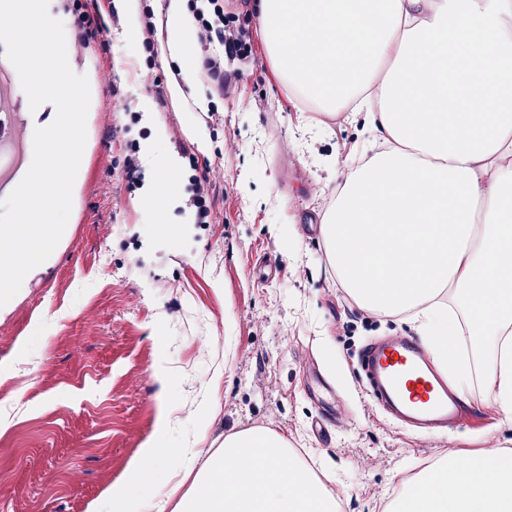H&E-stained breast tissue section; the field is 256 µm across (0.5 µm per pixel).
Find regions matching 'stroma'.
I'll return each mask as SVG.
<instances>
[{"mask_svg":"<svg viewBox=\"0 0 512 512\" xmlns=\"http://www.w3.org/2000/svg\"><path fill=\"white\" fill-rule=\"evenodd\" d=\"M126 27L123 13L107 20L79 68L91 103L70 232L0 307V512H111L118 488L172 512L166 493L176 482L191 488L194 449L216 453L225 436L258 428L310 461L340 512H384L423 460L473 454L488 431L512 442L481 367L467 384L469 418L448 431L404 429L365 389L364 345L417 334L401 318L336 301L320 218L351 163L380 147L365 113L312 111L264 47L255 62H225L239 74L231 94L203 81L197 95L210 105L198 111L196 96L168 92L181 64L166 55L164 28L156 87ZM146 100L154 113L129 125ZM156 139L207 169L211 223H185L182 202L156 218L127 189V150ZM291 222L294 239L284 233ZM272 255L283 262L275 273L264 265ZM319 375L342 398L339 419H323ZM152 440L186 464L132 483Z\"/></svg>","mask_w":512,"mask_h":512,"instance_id":"1","label":"stroma"}]
</instances>
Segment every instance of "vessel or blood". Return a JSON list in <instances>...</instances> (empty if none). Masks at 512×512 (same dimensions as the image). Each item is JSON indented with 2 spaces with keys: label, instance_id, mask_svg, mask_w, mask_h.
<instances>
[{
  "label": "vessel or blood",
  "instance_id": "1",
  "mask_svg": "<svg viewBox=\"0 0 512 512\" xmlns=\"http://www.w3.org/2000/svg\"><path fill=\"white\" fill-rule=\"evenodd\" d=\"M13 65L0 55V192L14 190L25 176L28 149L41 118L26 111ZM367 388L401 423L445 430L461 416L448 384L433 370L420 344L410 336L374 341L361 353Z\"/></svg>",
  "mask_w": 512,
  "mask_h": 512
}]
</instances>
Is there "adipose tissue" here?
Returning <instances> with one entry per match:
<instances>
[{
    "instance_id": "1",
    "label": "adipose tissue",
    "mask_w": 512,
    "mask_h": 512,
    "mask_svg": "<svg viewBox=\"0 0 512 512\" xmlns=\"http://www.w3.org/2000/svg\"><path fill=\"white\" fill-rule=\"evenodd\" d=\"M257 33L281 78L335 110L363 107L384 147L349 168L321 221L336 275L367 311L407 315L441 373L465 397L458 294L469 335L490 350L484 377L512 425V0H255ZM167 49L182 63L171 95L205 77L187 0H165ZM165 173L145 205L174 204L180 160L148 144ZM288 442L268 430L228 435L197 470L174 512H336ZM402 512H512V450L494 440L449 458Z\"/></svg>"
}]
</instances>
